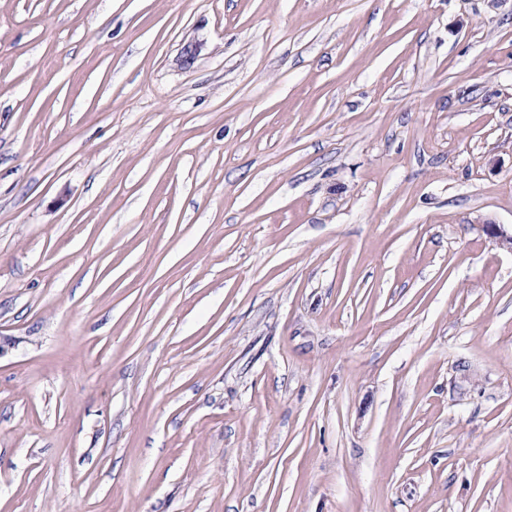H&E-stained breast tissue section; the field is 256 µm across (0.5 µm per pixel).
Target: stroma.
<instances>
[{
    "label": "stroma",
    "instance_id": "obj_1",
    "mask_svg": "<svg viewBox=\"0 0 512 512\" xmlns=\"http://www.w3.org/2000/svg\"><path fill=\"white\" fill-rule=\"evenodd\" d=\"M487 223L512 0H0V512H512Z\"/></svg>",
    "mask_w": 512,
    "mask_h": 512
}]
</instances>
